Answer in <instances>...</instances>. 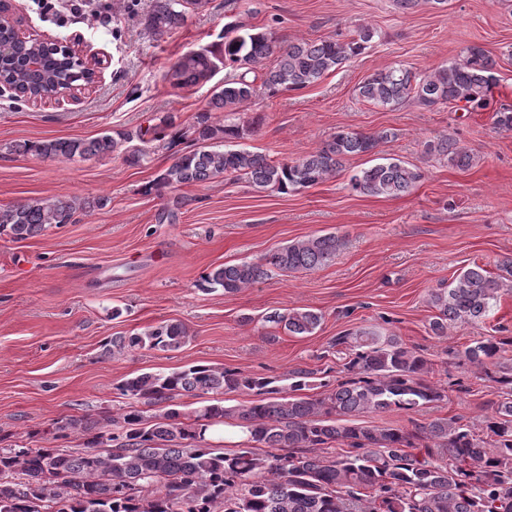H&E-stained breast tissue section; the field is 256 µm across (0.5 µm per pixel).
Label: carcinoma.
<instances>
[{"label":"carcinoma","mask_w":512,"mask_h":512,"mask_svg":"<svg viewBox=\"0 0 512 512\" xmlns=\"http://www.w3.org/2000/svg\"><path fill=\"white\" fill-rule=\"evenodd\" d=\"M186 0H156L145 15V27L164 34L186 19ZM374 32L367 26L349 40H301L279 49L277 63L265 72L263 86L272 93L304 89L339 65L362 54ZM266 32L224 28V42L183 55L165 78L177 87L213 77L220 66L240 73L215 87L210 108L236 112L255 94L250 74L274 53ZM495 61L479 47L465 57L416 79L403 67L368 76L359 97L372 105L393 108L407 99L431 107L450 102L463 109L483 110L494 98ZM174 126V117L134 132H104L91 139H52L17 144L19 154L41 158L89 160L117 151L126 160L144 161L146 150L131 145L146 136L158 140ZM250 127L217 124L208 112L192 126L196 149L181 153L159 176L155 186L176 189L220 175L244 180L258 190L281 193L314 186L336 175L344 158L370 154L388 133L339 130L315 152L292 162H273L248 150L217 149L215 144L244 138ZM430 153L459 169L471 163L469 152L453 137L427 144ZM422 179V173L400 161L379 163L350 177L351 188L368 197H398ZM182 199L170 201L158 223L178 219ZM73 199H34L0 208V235L16 241L33 237L49 226L70 222ZM342 241L334 234L298 240L259 261L220 266L202 276V289L231 294L260 283L275 271L320 268L329 264ZM512 275V260L494 275L478 264L458 274L446 288L431 294L438 310L430 323L436 336L448 323L479 322L496 306ZM322 314L308 308L273 313L264 321L283 326L295 336L312 334ZM188 333L180 323H163L131 336H115L118 350H176ZM349 347L345 370L349 378L315 398L298 392L310 386L313 372L298 370L283 384L274 377L236 369L193 365L168 374L142 373L119 386L132 399L112 420L118 431L105 435L96 424L69 417L56 422L60 432L87 437V449L74 454L58 448H0V512H512V367L494 378L498 399L485 417L486 438L471 426L436 418L407 429L359 423L367 412L413 411L437 403L444 393L427 379L429 360L397 336L361 331L340 336L331 347ZM512 346V336H489L464 348L459 357L483 370ZM249 391L248 405L221 403L204 407L191 420L176 408L148 417L140 405L156 406L198 392L230 394ZM231 427L245 435L229 450L200 445L209 428ZM345 445L339 453L329 444Z\"/></svg>","instance_id":"1"}]
</instances>
